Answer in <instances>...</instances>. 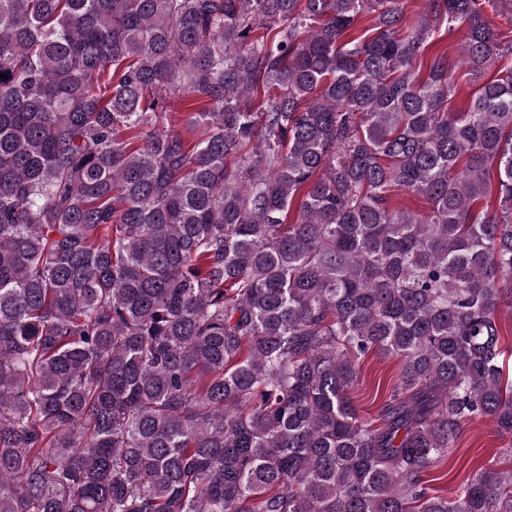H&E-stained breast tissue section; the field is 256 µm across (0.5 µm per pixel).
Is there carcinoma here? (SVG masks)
<instances>
[{"mask_svg":"<svg viewBox=\"0 0 512 512\" xmlns=\"http://www.w3.org/2000/svg\"><path fill=\"white\" fill-rule=\"evenodd\" d=\"M405 9L0 0V512H512V453L426 480L475 419L512 447V40ZM464 40V29L461 25L448 31V25L441 20L433 24L432 32L429 38L428 50L417 63V67L421 72L426 71L429 57L432 54L445 52L449 57H454L461 50V43ZM401 370V362L394 356L376 357L370 354L364 364L361 379L351 391L359 413L367 419L378 418L381 406Z\"/></svg>","mask_w":512,"mask_h":512,"instance_id":"cac0c4a2","label":"carcinoma"}]
</instances>
